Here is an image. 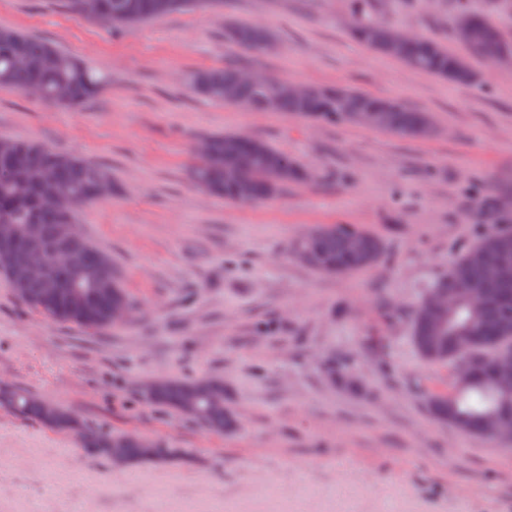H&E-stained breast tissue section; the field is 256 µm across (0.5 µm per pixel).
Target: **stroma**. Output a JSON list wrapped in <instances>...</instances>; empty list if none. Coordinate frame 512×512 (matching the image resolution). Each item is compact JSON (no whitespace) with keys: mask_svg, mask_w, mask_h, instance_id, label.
Masks as SVG:
<instances>
[{"mask_svg":"<svg viewBox=\"0 0 512 512\" xmlns=\"http://www.w3.org/2000/svg\"><path fill=\"white\" fill-rule=\"evenodd\" d=\"M401 28L460 49L456 0H383ZM236 17L279 37L256 71L342 85L430 112L436 132L405 139L325 125L193 93L192 73L241 58L224 17L165 16L122 36L61 0H0V26L53 42L106 81L81 109L0 86V137L108 168L117 196L78 206L80 233L119 268L136 310L100 330L54 322L0 274V390L73 412L52 428L0 405V512H512V449L435 421L406 316L495 225L485 201L512 173V64L470 58L460 87L376 53L350 34L345 0H236ZM257 136L308 180L271 200L214 198L189 178L198 140ZM316 224H355L384 260L349 276L307 266L295 242ZM270 325L263 334L259 325ZM346 364V374L330 371ZM222 379L239 427L216 434L142 394L152 378ZM103 429L172 449L113 462L85 448Z\"/></svg>","mask_w":512,"mask_h":512,"instance_id":"35a3bbf8","label":"stroma"}]
</instances>
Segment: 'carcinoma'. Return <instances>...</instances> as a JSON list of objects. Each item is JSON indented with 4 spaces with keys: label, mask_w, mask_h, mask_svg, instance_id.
Listing matches in <instances>:
<instances>
[{
    "label": "carcinoma",
    "mask_w": 512,
    "mask_h": 512,
    "mask_svg": "<svg viewBox=\"0 0 512 512\" xmlns=\"http://www.w3.org/2000/svg\"><path fill=\"white\" fill-rule=\"evenodd\" d=\"M230 0H94L83 9L81 0H65L77 14L101 21L118 33L127 26L204 6H223ZM353 19L352 33L368 48L388 54L383 45L400 40L393 57L409 67L461 86L475 83L466 59L448 51L441 42L416 37L383 18L380 0H347ZM456 25L470 31L467 49L493 62L503 52L512 53V39L500 27L490 30L491 18L464 10ZM224 39L250 52H261L274 41L271 31L257 23L229 21ZM245 65L228 62L217 69L200 70L191 78L199 95L227 104L261 109L276 92L279 79L260 75L256 82L239 81ZM102 79L82 60L61 53L52 43L9 28H0V86L14 87L45 102L80 108L95 99ZM234 94L224 97V87ZM69 91L57 99L60 88ZM370 106L384 110V130L402 137H428L434 131L431 116L394 99L379 98L343 86H317L307 100H281L278 111L323 123H354L355 110ZM207 148L196 157L192 177L208 193L226 201L252 203L272 198L280 187L306 179L307 173L288 154L268 142L238 134L206 139ZM112 175L86 159L58 153L35 143L0 138V272L10 280L16 295L54 321L85 328L112 324V309L133 306L108 254L89 243L81 233L68 231L72 210L112 196ZM512 195V179L500 183L487 203L490 219L512 221V211L497 207L499 197ZM297 252L315 270L347 275L370 270L383 258L385 245L374 233L349 224H318L298 242ZM64 253L61 263L51 255ZM483 299L474 312L470 294ZM448 296L455 309L448 318L429 299ZM411 340L418 355L430 365L451 374L463 363L471 381L428 393L426 406L439 422L471 435L494 438L489 417L512 419V398L496 387L500 361L512 356V226L481 237L466 254L454 259L448 273L437 280L407 310ZM150 400L189 415L215 432L237 426L224 397V382L214 378H164ZM0 403L18 414L56 428L75 424L66 410L45 401L34 402L27 392L0 391ZM85 446L111 456L121 449L126 463L160 459L170 450L155 446L145 454L147 442L135 437L85 436Z\"/></svg>",
    "instance_id": "cac0c4a2"
}]
</instances>
